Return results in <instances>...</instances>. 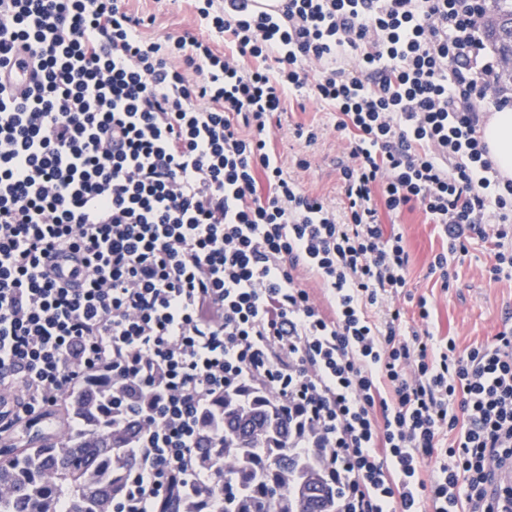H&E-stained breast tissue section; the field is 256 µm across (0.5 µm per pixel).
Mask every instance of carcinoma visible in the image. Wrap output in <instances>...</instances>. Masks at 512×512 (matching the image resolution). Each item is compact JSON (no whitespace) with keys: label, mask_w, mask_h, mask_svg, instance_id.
<instances>
[{"label":"carcinoma","mask_w":512,"mask_h":512,"mask_svg":"<svg viewBox=\"0 0 512 512\" xmlns=\"http://www.w3.org/2000/svg\"><path fill=\"white\" fill-rule=\"evenodd\" d=\"M497 27L484 37L512 64V0H493ZM112 378L86 380L68 397L73 428L0 459V512H111L112 495L136 466L133 447L144 395L124 394L112 415ZM198 466L206 480L170 498L161 512H336V485L319 450L288 447V409L266 392L226 391L199 419Z\"/></svg>","instance_id":"cac0c4a2"}]
</instances>
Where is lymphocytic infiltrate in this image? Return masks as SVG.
I'll return each instance as SVG.
<instances>
[{"instance_id": "1", "label": "lymphocytic infiltrate", "mask_w": 512, "mask_h": 512, "mask_svg": "<svg viewBox=\"0 0 512 512\" xmlns=\"http://www.w3.org/2000/svg\"><path fill=\"white\" fill-rule=\"evenodd\" d=\"M211 32L146 37L127 0H0V384L32 423L87 376L151 395L112 512L200 481L198 418L262 389L316 448L336 512H493L512 465V313L486 343L406 332L410 256L381 214L420 207L428 271L485 244L512 280V178L479 100L487 0H194ZM32 65L16 91L11 62ZM331 106L341 207L273 146L290 101ZM67 252L79 287L53 276ZM323 287L316 297L302 275Z\"/></svg>"}]
</instances>
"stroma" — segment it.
Listing matches in <instances>:
<instances>
[{"label":"stroma","instance_id":"stroma-1","mask_svg":"<svg viewBox=\"0 0 512 512\" xmlns=\"http://www.w3.org/2000/svg\"><path fill=\"white\" fill-rule=\"evenodd\" d=\"M129 7L152 17V24L144 30L147 36L162 37L187 30L201 38L208 35L191 0H130ZM331 121L328 108L314 102L291 106L282 116V128L276 134L274 147L288 173L307 192L337 206L341 203L342 190L337 180L336 159L341 156L344 143L337 133L329 130ZM298 124L321 125L325 131L314 144L308 145L292 134ZM301 154L307 155L310 161L304 171L294 164L296 156ZM396 222L410 254L409 287L432 299L430 331L438 336L454 337L462 350L491 339L499 329L504 310L512 308V280H490L488 250L471 245L468 254L454 264L456 281L445 289L428 273L431 256L440 249L442 241L422 209L404 211Z\"/></svg>","mask_w":512,"mask_h":512}]
</instances>
